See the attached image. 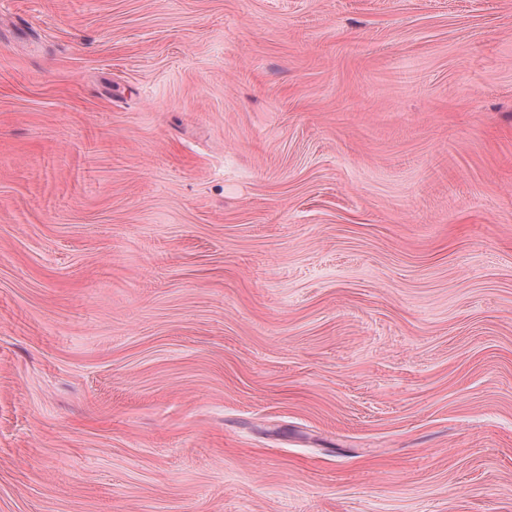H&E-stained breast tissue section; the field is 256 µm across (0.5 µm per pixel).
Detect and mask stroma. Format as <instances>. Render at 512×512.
Returning a JSON list of instances; mask_svg holds the SVG:
<instances>
[{"label": "stroma", "mask_w": 512, "mask_h": 512, "mask_svg": "<svg viewBox=\"0 0 512 512\" xmlns=\"http://www.w3.org/2000/svg\"><path fill=\"white\" fill-rule=\"evenodd\" d=\"M0 512H512V0H0Z\"/></svg>", "instance_id": "35a3bbf8"}]
</instances>
